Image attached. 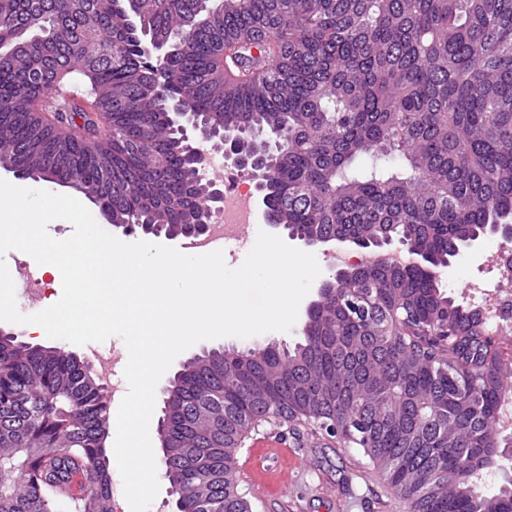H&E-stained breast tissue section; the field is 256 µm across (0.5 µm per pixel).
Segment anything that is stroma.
Segmentation results:
<instances>
[{
    "instance_id": "35a3bbf8",
    "label": "stroma",
    "mask_w": 512,
    "mask_h": 512,
    "mask_svg": "<svg viewBox=\"0 0 512 512\" xmlns=\"http://www.w3.org/2000/svg\"><path fill=\"white\" fill-rule=\"evenodd\" d=\"M501 245L500 237H484L449 267L438 269L442 290L455 302H465L467 293L487 278ZM304 324L300 318L288 333L199 342L176 357L160 383L168 385L187 361L206 350H243L272 342L294 347L303 338ZM69 350L82 361L114 362L111 383L116 391H126L121 363L126 346L121 338L73 344ZM237 479L253 512H410L408 501L387 484L363 451L302 422H265L249 433L237 454Z\"/></svg>"
}]
</instances>
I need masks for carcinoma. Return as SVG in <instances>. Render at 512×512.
<instances>
[{
	"label": "carcinoma",
	"mask_w": 512,
	"mask_h": 512,
	"mask_svg": "<svg viewBox=\"0 0 512 512\" xmlns=\"http://www.w3.org/2000/svg\"><path fill=\"white\" fill-rule=\"evenodd\" d=\"M184 49L147 56L154 41ZM0 164L100 203L116 226L190 223L208 191L153 83L217 132L273 137L276 222L428 264L512 216V0H6ZM293 349L185 366L170 399L177 512H253L236 451L270 417L362 449L410 512H512L498 417L512 354L427 268L330 278ZM371 295L365 308L359 295ZM105 391L62 348L0 336V512H114Z\"/></svg>",
	"instance_id": "obj_1"
}]
</instances>
